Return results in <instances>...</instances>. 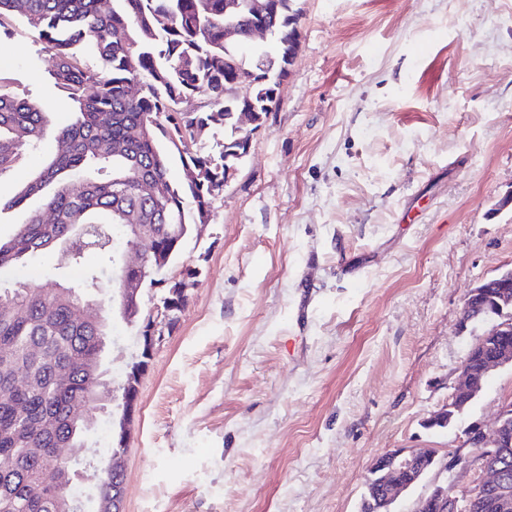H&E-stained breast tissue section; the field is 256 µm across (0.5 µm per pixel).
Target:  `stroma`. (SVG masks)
Here are the masks:
<instances>
[{
	"mask_svg": "<svg viewBox=\"0 0 512 512\" xmlns=\"http://www.w3.org/2000/svg\"><path fill=\"white\" fill-rule=\"evenodd\" d=\"M299 48L279 104L214 201L202 234L147 290L195 276L139 385L125 512H358L380 454L458 448L512 397V367L444 429L448 400L487 328L459 323L472 288L512 269V0H297ZM0 79L71 117L37 36L8 20ZM53 136L0 181L41 170ZM41 254L0 288L83 283ZM137 324L110 320L121 379ZM476 465L433 471L461 488Z\"/></svg>",
	"mask_w": 512,
	"mask_h": 512,
	"instance_id": "stroma-1",
	"label": "stroma"
}]
</instances>
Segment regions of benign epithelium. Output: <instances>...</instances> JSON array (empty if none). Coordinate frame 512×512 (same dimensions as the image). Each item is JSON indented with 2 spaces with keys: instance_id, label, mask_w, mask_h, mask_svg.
Masks as SVG:
<instances>
[{
  "instance_id": "benign-epithelium-1",
  "label": "benign epithelium",
  "mask_w": 512,
  "mask_h": 512,
  "mask_svg": "<svg viewBox=\"0 0 512 512\" xmlns=\"http://www.w3.org/2000/svg\"><path fill=\"white\" fill-rule=\"evenodd\" d=\"M267 36L268 30L255 20L224 16L226 44L243 41L254 44L256 38L264 40ZM490 287L499 288L496 294L499 308L512 304V272H509L498 280L483 281L472 289L464 312H469L476 295ZM150 320L152 327L146 341L149 350L153 351L166 339L168 311L157 304L150 309ZM508 364L512 365V324H494L468 350L448 403L425 421V427L437 422H450L452 413L464 411L465 406L479 395L491 372ZM461 447L473 452L479 462L473 486L458 493L452 486L435 482L416 502L414 512H476L482 507H489L495 512H512V476L497 464L484 461L486 455L512 448V400L502 401L492 418L474 421L463 430ZM462 462L463 457L458 450L448 453L444 462L426 448H415L406 456L397 451L387 452L376 459L365 487L381 494L385 512H392L391 507L399 496L420 483L432 470L453 469Z\"/></svg>"
}]
</instances>
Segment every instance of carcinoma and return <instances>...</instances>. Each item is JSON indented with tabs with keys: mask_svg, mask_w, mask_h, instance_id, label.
Masks as SVG:
<instances>
[{
	"mask_svg": "<svg viewBox=\"0 0 512 512\" xmlns=\"http://www.w3.org/2000/svg\"><path fill=\"white\" fill-rule=\"evenodd\" d=\"M296 0H238L240 17L255 16L270 28L277 47L271 69L259 66L261 53L224 45V0H0V36L5 18L23 21L52 56L49 78L74 104V116L54 128L59 149L43 169L0 206L19 208L32 197L41 208L0 238V269L53 251L60 263L81 266L87 254L117 257L134 244L127 225H142L152 252L142 267L126 273L140 289L129 294L128 322L145 323L144 291L179 257L193 228L208 222L211 203L224 191V170L239 167L241 140L259 128L277 103V90L299 44ZM128 31L125 39L117 37ZM252 83L251 112L224 100V84ZM203 100L187 111L183 100ZM51 103L0 90V179L22 151L47 135ZM219 130L222 139L200 154L180 157L182 176L170 175V162L185 139ZM65 287L54 294L22 284L0 290V512H63L77 501L74 473L61 466L58 450L75 448L91 464L86 436L91 414L76 420L75 403L98 401L105 326L89 313L72 319L73 297ZM187 296L172 285L161 302L169 322ZM475 322H512L500 315L487 293L473 302ZM145 361H135L111 392H137ZM31 385L20 389L16 375ZM32 448L43 449L39 457Z\"/></svg>",
	"mask_w": 512,
	"mask_h": 512,
	"instance_id": "obj_1",
	"label": "carcinoma"
}]
</instances>
